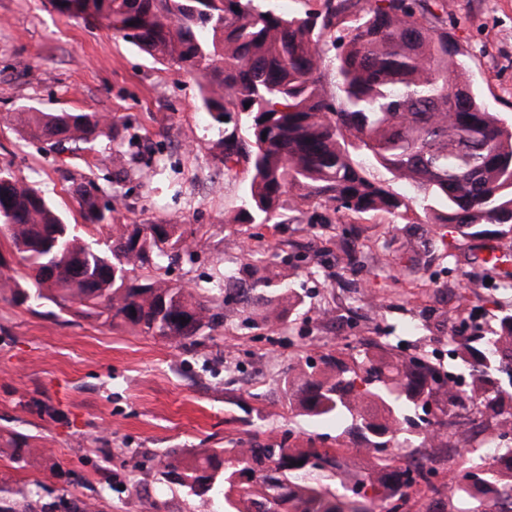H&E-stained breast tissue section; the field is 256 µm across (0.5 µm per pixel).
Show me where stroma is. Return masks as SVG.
<instances>
[{"instance_id":"35a3bbf8","label":"stroma","mask_w":512,"mask_h":512,"mask_svg":"<svg viewBox=\"0 0 512 512\" xmlns=\"http://www.w3.org/2000/svg\"><path fill=\"white\" fill-rule=\"evenodd\" d=\"M448 29L478 95L511 124L512 0H448ZM197 98L190 76L107 28L49 0H0V170L78 222L61 177L68 156L23 141L6 120L25 107L110 114L169 168L141 185L107 162L103 142L80 164L111 181L102 202L118 223L191 231V250L165 263L162 278L201 284L258 252L296 264L290 286L301 299L281 326L244 322L235 303L220 307L209 335L184 348L46 301L14 306L0 274V483L36 487L28 512H197L160 473L167 449L311 437L335 446V423L314 424L289 405L288 372L357 336L427 348L445 365L449 339L492 325L505 302L496 283L512 263L480 266L472 256L483 245L512 255V239L445 238L418 210L358 214L293 193L287 223H239L249 169L216 166ZM16 445L29 460L22 470L11 460Z\"/></svg>"}]
</instances>
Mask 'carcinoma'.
I'll use <instances>...</instances> for the list:
<instances>
[{"label":"carcinoma","mask_w":512,"mask_h":512,"mask_svg":"<svg viewBox=\"0 0 512 512\" xmlns=\"http://www.w3.org/2000/svg\"><path fill=\"white\" fill-rule=\"evenodd\" d=\"M52 7L104 26L160 64H175L198 85L209 117L214 159L230 173L244 161L250 181L242 224H282L296 190L355 213L421 210L448 235L480 238L486 226L512 237V126L502 123L462 78L463 53L448 32L447 0H322L314 11L285 12L274 0H51ZM336 31V93L326 89L323 37ZM24 139L44 141L73 158L104 136L108 156L126 174L162 168L154 153L130 151L135 138L100 112H19ZM233 125L228 131L227 125ZM243 128L244 137L236 134ZM385 172L382 179L377 173ZM87 225L115 230L88 243L37 188L0 170V269L11 273L12 301L46 300L79 317L184 345L213 329L217 297L252 300L244 322L281 323L297 296L281 293L289 274L262 258L247 277L216 276L209 291L170 284L161 262L189 248L181 224H117L100 205L93 173L66 171ZM453 357L470 377V395L448 390V372L428 350L396 357L330 354L284 380L288 399L313 420H334L336 447L312 437L241 448H176L159 457L164 476L200 504L224 512H407L411 494H441L448 512H512V446L507 462H479L459 449L465 425L497 438L512 433V313L455 343ZM436 405L433 425L415 436L408 411ZM371 451L358 470L346 437ZM432 457L464 458L448 470L395 465L400 443ZM326 467L314 469L312 459ZM336 479L337 487L328 480ZM473 500L460 509L457 503Z\"/></svg>","instance_id":"cac0c4a2"}]
</instances>
